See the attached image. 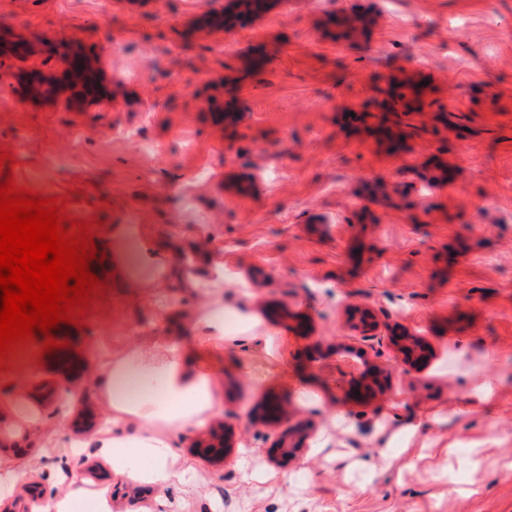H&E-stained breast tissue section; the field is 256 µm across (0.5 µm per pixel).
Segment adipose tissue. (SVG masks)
I'll return each mask as SVG.
<instances>
[{
  "label": "adipose tissue",
  "instance_id": "adipose-tissue-1",
  "mask_svg": "<svg viewBox=\"0 0 512 512\" xmlns=\"http://www.w3.org/2000/svg\"><path fill=\"white\" fill-rule=\"evenodd\" d=\"M114 259L144 287L157 285L151 271L157 251L151 236L135 224L113 225ZM102 394L111 405L112 430L99 440L118 473L135 480L172 481L167 462L176 456L171 442L157 439L154 427L180 429L202 423L215 409L210 378L198 372L190 357L159 343L138 345L107 359L102 365ZM131 416L145 420L139 434L128 435L123 426Z\"/></svg>",
  "mask_w": 512,
  "mask_h": 512
}]
</instances>
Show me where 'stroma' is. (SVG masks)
Returning <instances> with one entry per match:
<instances>
[{
	"label": "stroma",
	"mask_w": 512,
	"mask_h": 512,
	"mask_svg": "<svg viewBox=\"0 0 512 512\" xmlns=\"http://www.w3.org/2000/svg\"><path fill=\"white\" fill-rule=\"evenodd\" d=\"M228 3L0 0V28L79 32L112 99L30 103L0 65V168L91 222L98 252L111 225H144L164 281L92 260L108 286L60 325L64 349L37 335L29 362L6 358L0 472L41 512L74 481L112 512H512V0H265L209 25ZM395 83L405 137L378 117ZM216 304L241 312L240 345L201 323ZM358 305L432 345L418 384L389 349L369 401L337 386V351L378 360L345 324ZM145 340L185 347L219 397L206 425L157 431L177 490L95 446L99 364ZM270 402L312 432L284 464ZM220 427L222 459L194 450Z\"/></svg>",
	"instance_id": "obj_1"
}]
</instances>
